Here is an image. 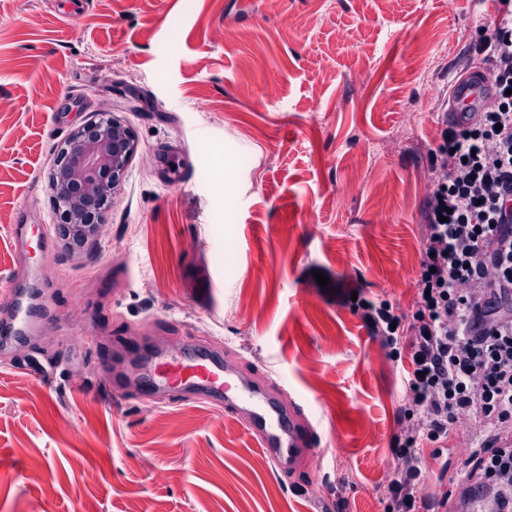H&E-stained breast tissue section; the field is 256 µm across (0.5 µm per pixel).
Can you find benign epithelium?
<instances>
[{
    "label": "benign epithelium",
    "instance_id": "7a95c632",
    "mask_svg": "<svg viewBox=\"0 0 512 512\" xmlns=\"http://www.w3.org/2000/svg\"><path fill=\"white\" fill-rule=\"evenodd\" d=\"M136 149L132 130L111 115L78 128L60 148L49 189L56 233L67 255L82 256L102 235L105 207Z\"/></svg>",
    "mask_w": 512,
    "mask_h": 512
}]
</instances>
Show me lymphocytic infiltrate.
I'll return each instance as SVG.
<instances>
[{
  "mask_svg": "<svg viewBox=\"0 0 512 512\" xmlns=\"http://www.w3.org/2000/svg\"><path fill=\"white\" fill-rule=\"evenodd\" d=\"M500 4L472 46L493 100L457 113L430 156L414 321L384 300L352 303L393 359L410 354L409 426L393 443L387 512H415L423 442H442L465 418L464 492L484 512H512V313L498 308L512 298V0Z\"/></svg>",
  "mask_w": 512,
  "mask_h": 512,
  "instance_id": "1",
  "label": "lymphocytic infiltrate"
}]
</instances>
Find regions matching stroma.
Returning a JSON list of instances; mask_svg holds the SVG:
<instances>
[{"mask_svg":"<svg viewBox=\"0 0 512 512\" xmlns=\"http://www.w3.org/2000/svg\"><path fill=\"white\" fill-rule=\"evenodd\" d=\"M496 18L480 0H0V295L14 224L46 240L36 330L0 351V512H386L410 358L336 291L414 313L429 158ZM105 111L138 148L70 259L49 175ZM143 338L229 349L301 404L320 437L304 469L223 408L143 394L122 353ZM467 458L460 430L424 452L419 512Z\"/></svg>","mask_w":512,"mask_h":512,"instance_id":"1","label":"stroma"}]
</instances>
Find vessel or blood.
<instances>
[{
  "mask_svg": "<svg viewBox=\"0 0 512 512\" xmlns=\"http://www.w3.org/2000/svg\"><path fill=\"white\" fill-rule=\"evenodd\" d=\"M0 306L9 311L0 322V342L30 333L29 293L9 292ZM144 376L149 389L166 392L170 398L190 390L202 400L224 405L243 421L277 468H300L315 448V430L302 421L299 404L281 407L253 377L223 362L217 352L187 348L170 358L157 355L147 362Z\"/></svg>",
  "mask_w": 512,
  "mask_h": 512,
  "instance_id": "obj_1",
  "label": "vessel or blood"
}]
</instances>
